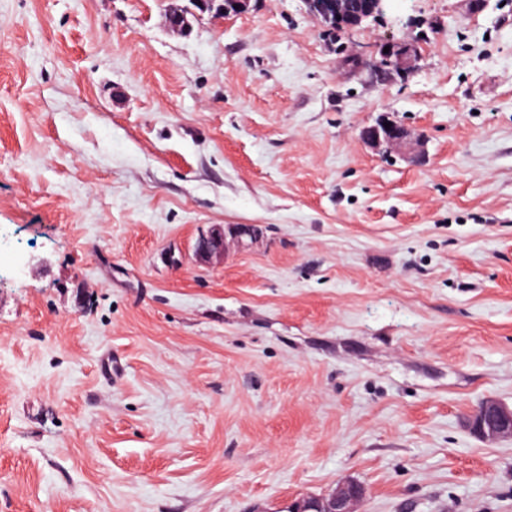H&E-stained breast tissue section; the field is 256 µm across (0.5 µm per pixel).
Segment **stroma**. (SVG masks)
<instances>
[{
  "label": "stroma",
  "mask_w": 512,
  "mask_h": 512,
  "mask_svg": "<svg viewBox=\"0 0 512 512\" xmlns=\"http://www.w3.org/2000/svg\"><path fill=\"white\" fill-rule=\"evenodd\" d=\"M189 4L0 0V512H512V0ZM349 0H304L308 11L319 18L326 26H339L341 29L361 25L369 18L381 15L387 0H365L364 8L357 12L349 11ZM340 16V19H337ZM389 47V52L384 53V48ZM380 62L372 64L370 69L386 75L389 73L403 74L411 70L419 51L413 41H387L379 47ZM386 123H391L390 128H386ZM360 137L370 147L383 149L385 152L402 147L415 151L419 142L411 137L406 128L390 119H381L373 125L362 128ZM196 253L201 258H213L224 252V234L222 231H213L208 236L199 238L196 244ZM465 424L480 439L512 440V405L486 398L466 416ZM365 496L364 486L357 481H348L321 499H305L296 503L290 512H355Z\"/></svg>",
  "instance_id": "1"
}]
</instances>
